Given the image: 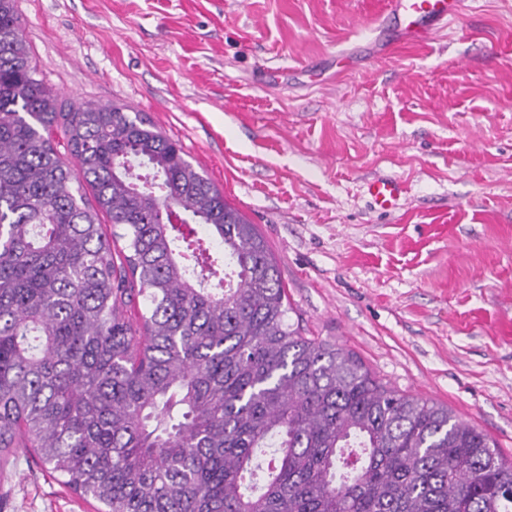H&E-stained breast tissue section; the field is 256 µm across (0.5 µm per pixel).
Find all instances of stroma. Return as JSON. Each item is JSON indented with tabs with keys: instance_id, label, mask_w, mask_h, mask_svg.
Here are the masks:
<instances>
[{
	"instance_id": "stroma-1",
	"label": "stroma",
	"mask_w": 512,
	"mask_h": 512,
	"mask_svg": "<svg viewBox=\"0 0 512 512\" xmlns=\"http://www.w3.org/2000/svg\"><path fill=\"white\" fill-rule=\"evenodd\" d=\"M387 0H16L63 107L146 115L257 224L308 336L512 462V7L404 39ZM400 179L376 211L366 181ZM25 448L0 512H96Z\"/></svg>"
}]
</instances>
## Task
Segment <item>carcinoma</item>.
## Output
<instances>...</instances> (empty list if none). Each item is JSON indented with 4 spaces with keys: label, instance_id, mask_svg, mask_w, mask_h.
<instances>
[{
    "label": "carcinoma",
    "instance_id": "cac0c4a2",
    "mask_svg": "<svg viewBox=\"0 0 512 512\" xmlns=\"http://www.w3.org/2000/svg\"><path fill=\"white\" fill-rule=\"evenodd\" d=\"M36 75L0 0L1 466L30 448L97 512H512L493 439L290 321L258 227L177 142L60 112Z\"/></svg>",
    "mask_w": 512,
    "mask_h": 512
}]
</instances>
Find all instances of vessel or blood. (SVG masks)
<instances>
[{
  "label": "vessel or blood",
  "instance_id": "b4317fda",
  "mask_svg": "<svg viewBox=\"0 0 512 512\" xmlns=\"http://www.w3.org/2000/svg\"><path fill=\"white\" fill-rule=\"evenodd\" d=\"M388 6L405 34L423 39L458 18L463 0H388ZM365 191L374 206L389 209L401 199L405 187L399 180L385 177L368 181Z\"/></svg>",
  "mask_w": 512,
  "mask_h": 512
}]
</instances>
